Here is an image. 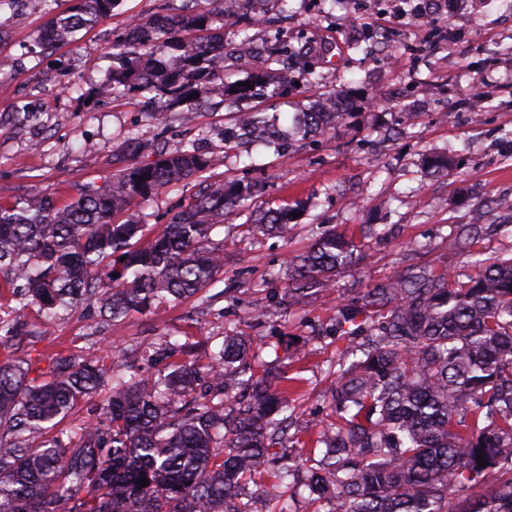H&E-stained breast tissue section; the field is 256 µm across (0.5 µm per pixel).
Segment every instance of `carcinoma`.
<instances>
[{
  "label": "carcinoma",
  "mask_w": 512,
  "mask_h": 512,
  "mask_svg": "<svg viewBox=\"0 0 512 512\" xmlns=\"http://www.w3.org/2000/svg\"><path fill=\"white\" fill-rule=\"evenodd\" d=\"M116 0H72L39 43H70L112 16ZM228 0H182L171 13L136 19L112 43L102 93L163 96L195 121L224 71ZM327 96L305 113L303 133H325L344 113ZM208 161L196 149L160 150L61 204L40 189L0 205V288L17 305L0 317V512H252L261 496H288L329 512H512V259L480 263L470 284L446 272L395 275L364 294L377 336L351 334L355 360L330 368L335 422L310 449L297 482L298 415L288 377L255 376L261 352L224 335L207 362L175 359L189 345L165 341L171 359L148 383L122 360L59 352L47 367L16 351L29 319L79 305L106 320L180 302L224 272L210 234L242 192L219 180L152 236L135 219L142 199L192 177ZM254 227L292 237L288 208L262 210ZM353 234L329 228L288 262L289 277L335 286L356 260ZM109 395L71 435L61 424L98 389ZM488 462L479 466L477 455ZM148 479L141 486L142 478ZM467 490L460 499L455 492Z\"/></svg>",
  "instance_id": "carcinoma-1"
}]
</instances>
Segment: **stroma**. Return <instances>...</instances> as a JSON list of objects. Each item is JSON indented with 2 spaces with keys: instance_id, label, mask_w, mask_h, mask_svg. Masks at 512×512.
<instances>
[{
  "instance_id": "stroma-1",
  "label": "stroma",
  "mask_w": 512,
  "mask_h": 512,
  "mask_svg": "<svg viewBox=\"0 0 512 512\" xmlns=\"http://www.w3.org/2000/svg\"><path fill=\"white\" fill-rule=\"evenodd\" d=\"M70 0L18 8L0 6V204L36 188L64 199L86 183L103 184L131 164L129 143L142 158L156 147L194 144L208 176L248 191L211 241L224 247V272L204 296L160 304L114 322L88 309L60 312L51 325L30 320L43 358L58 351L109 363L119 358L153 376L143 355L163 337L189 338V358L211 337L247 336L263 358L302 381L299 437L316 438L333 418L325 374L343 358L336 335L340 308L360 305L368 289L424 266L458 277L477 260L512 257V0H461L415 16L412 0H288V19L224 32V82L263 74L283 95L231 100L212 94L194 124L176 113L150 115L145 99L103 96L97 89L111 61L107 50L141 17L165 12L166 0H118L111 17L73 44L43 53L34 45L52 15ZM255 51L235 57L242 35ZM306 50L308 69L267 65L270 49ZM335 94L344 118L325 134L278 145L246 136L232 112L260 111L275 127L291 126L312 101ZM41 113L21 121L18 107ZM201 190L190 179L147 198L136 215L148 227L166 224ZM289 206L297 232L290 240L252 231L259 209ZM483 211L475 238L452 250L448 241ZM356 231L361 257L336 286L289 306L286 258L304 252L316 232ZM261 305L267 317L249 316Z\"/></svg>"
}]
</instances>
